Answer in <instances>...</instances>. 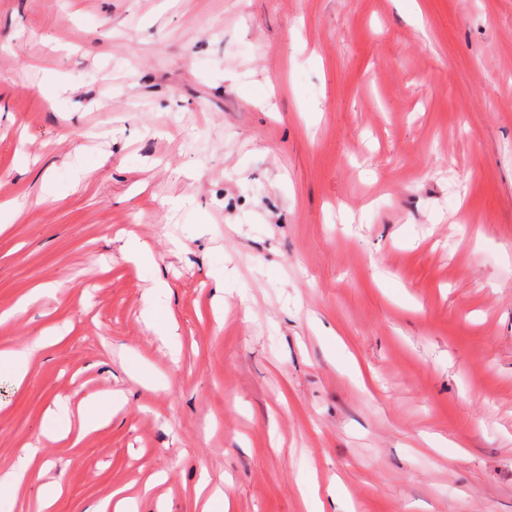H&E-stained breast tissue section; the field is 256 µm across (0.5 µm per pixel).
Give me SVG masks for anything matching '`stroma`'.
Returning a JSON list of instances; mask_svg holds the SVG:
<instances>
[{
    "instance_id": "35a3bbf8",
    "label": "stroma",
    "mask_w": 512,
    "mask_h": 512,
    "mask_svg": "<svg viewBox=\"0 0 512 512\" xmlns=\"http://www.w3.org/2000/svg\"><path fill=\"white\" fill-rule=\"evenodd\" d=\"M13 199L0 312L50 291L0 319V350L54 342L0 378V471L33 474L12 512L154 476L139 512H201L225 478L231 512H305L307 480L325 502L343 481L337 512H512V0H0ZM127 233L171 287L178 357ZM109 390L125 408L80 433ZM124 250L127 259L137 267H149L154 263V256L151 249L135 237H130L126 241ZM170 290L168 283L158 275L152 288L143 295L142 317L146 325L152 329L171 355L178 349V326L175 318L169 311H164L161 298Z\"/></svg>"
}]
</instances>
